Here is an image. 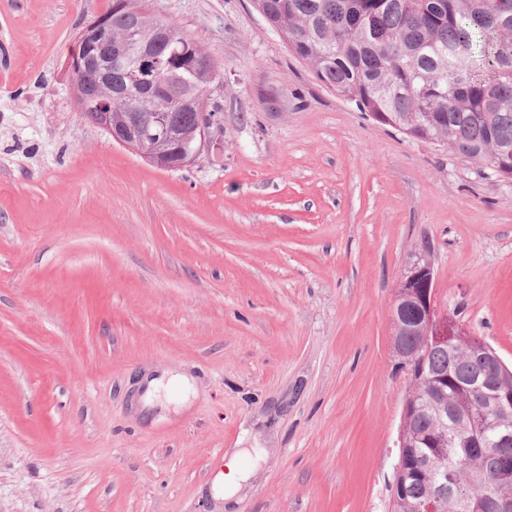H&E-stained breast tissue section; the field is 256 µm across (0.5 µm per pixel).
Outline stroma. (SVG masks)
Segmentation results:
<instances>
[{
  "label": "stroma",
  "instance_id": "stroma-1",
  "mask_svg": "<svg viewBox=\"0 0 512 512\" xmlns=\"http://www.w3.org/2000/svg\"><path fill=\"white\" fill-rule=\"evenodd\" d=\"M148 3L219 68L222 148L174 171L76 105L112 0H0V512H391L393 294L429 249L512 365V180L366 117L253 0Z\"/></svg>",
  "mask_w": 512,
  "mask_h": 512
}]
</instances>
